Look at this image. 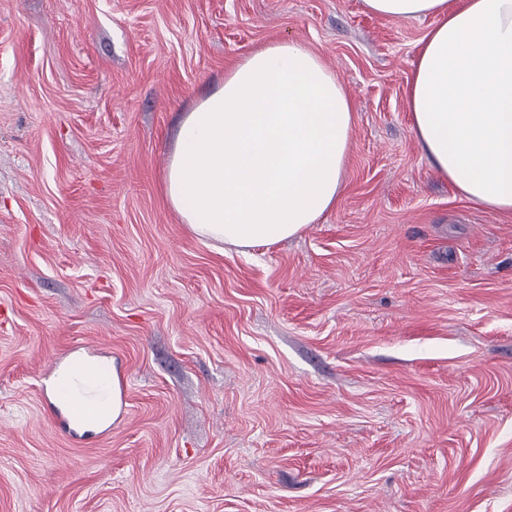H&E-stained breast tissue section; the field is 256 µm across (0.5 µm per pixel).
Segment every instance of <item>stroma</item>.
Segmentation results:
<instances>
[{
	"mask_svg": "<svg viewBox=\"0 0 512 512\" xmlns=\"http://www.w3.org/2000/svg\"><path fill=\"white\" fill-rule=\"evenodd\" d=\"M431 19L363 0H0V512H512V212L423 157ZM296 40L355 123L335 206L240 251L169 206L183 112ZM111 361L81 442L42 379Z\"/></svg>",
	"mask_w": 512,
	"mask_h": 512,
	"instance_id": "stroma-1",
	"label": "stroma"
}]
</instances>
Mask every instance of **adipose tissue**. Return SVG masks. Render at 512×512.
I'll return each mask as SVG.
<instances>
[{"instance_id":"obj_1","label":"adipose tissue","mask_w":512,"mask_h":512,"mask_svg":"<svg viewBox=\"0 0 512 512\" xmlns=\"http://www.w3.org/2000/svg\"><path fill=\"white\" fill-rule=\"evenodd\" d=\"M429 17L407 92L435 171L471 203L512 211V0H364ZM354 125L349 93L314 51L269 43L186 112L164 194L199 238L247 248L291 238L336 203Z\"/></svg>"}]
</instances>
